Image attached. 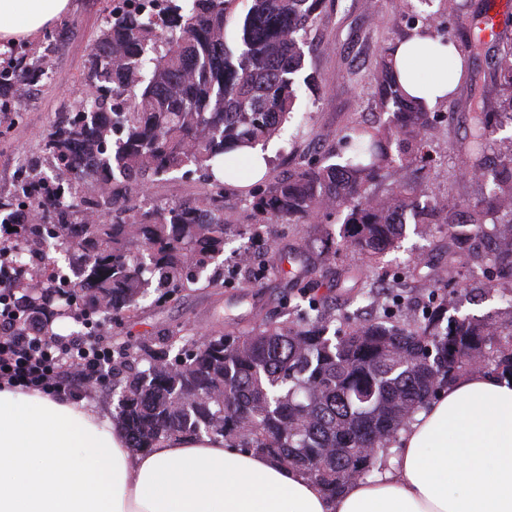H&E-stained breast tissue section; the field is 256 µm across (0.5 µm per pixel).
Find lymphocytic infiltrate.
Here are the masks:
<instances>
[{
  "mask_svg": "<svg viewBox=\"0 0 512 512\" xmlns=\"http://www.w3.org/2000/svg\"><path fill=\"white\" fill-rule=\"evenodd\" d=\"M112 359V341L99 325L77 336H48L21 311L11 290L0 289V383L76 397L92 368Z\"/></svg>",
  "mask_w": 512,
  "mask_h": 512,
  "instance_id": "f902f5d3",
  "label": "lymphocytic infiltrate"
}]
</instances>
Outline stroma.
<instances>
[{"mask_svg": "<svg viewBox=\"0 0 512 512\" xmlns=\"http://www.w3.org/2000/svg\"><path fill=\"white\" fill-rule=\"evenodd\" d=\"M488 0H431L422 13L441 16L454 44L464 40L463 25L482 11ZM106 0H71L69 12L45 33L26 40L29 50L39 49L44 37H52L58 49L46 59L51 71L49 84L37 87L16 112H0V196H9L16 182L17 156H42L43 138L56 112L75 110L84 94L83 63L88 46L101 25ZM396 0H325V8L310 32L305 48L308 69L322 74L326 85L320 94L298 90V111L308 115L306 126L285 124L271 142V163L267 178L304 164L308 159L337 148L351 121L369 117L373 88L367 74L383 38L400 40L406 35L405 22L396 13ZM500 43L489 44L468 61L471 81L460 84L455 94L439 104L442 118L428 132L437 165L426 180L429 198L456 196L476 201L481 184L462 175L464 156L459 147L468 133L467 102L471 95L491 87L490 74ZM269 231L281 255H288L298 239L314 247L326 245L328 237H339L340 224H274ZM421 257L418 267L410 260ZM336 268L356 267L388 277L391 288L399 290L400 305L393 309L399 321L418 319V306L434 288H447L453 301L452 316H492L512 321V287H485L483 279L471 277L458 264L448 261V231L440 225L424 233L407 229L399 248L377 260L346 250L337 253ZM292 281L287 266L252 284L224 288H191L157 302L146 301L135 318L123 322L128 341L168 344L173 332L207 335L220 329L224 317L235 320L234 332L244 336L264 320L281 321L288 316V291Z\"/></svg>", "mask_w": 512, "mask_h": 512, "instance_id": "obj_1", "label": "stroma"}]
</instances>
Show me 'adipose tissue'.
<instances>
[{"instance_id":"1","label":"adipose tissue","mask_w":512,"mask_h":512,"mask_svg":"<svg viewBox=\"0 0 512 512\" xmlns=\"http://www.w3.org/2000/svg\"><path fill=\"white\" fill-rule=\"evenodd\" d=\"M70 0H0V41L31 37ZM404 89L451 96L459 56L416 32L398 42ZM390 470L336 497L220 436L173 437L135 453L93 402L0 387V512H512V379L473 371L399 434Z\"/></svg>"}]
</instances>
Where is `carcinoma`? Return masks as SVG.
I'll use <instances>...</instances> for the list:
<instances>
[{"instance_id": "1", "label": "carcinoma", "mask_w": 512, "mask_h": 512, "mask_svg": "<svg viewBox=\"0 0 512 512\" xmlns=\"http://www.w3.org/2000/svg\"><path fill=\"white\" fill-rule=\"evenodd\" d=\"M149 2L107 12L85 60L90 94L77 111L58 113L45 139L53 170L32 159L21 182L33 192L0 198V215L29 213L16 263L43 257L47 243L80 269L63 282L47 268L26 283L0 281L45 314V332L60 318L100 311L119 325L151 292L167 298L203 275L207 286L222 287L218 257L229 238L271 251L266 224L339 220L336 250L374 259L398 246L410 213L417 224L448 227V262H483L488 279L512 286V139L500 142L496 166L487 153L502 116L512 117L511 44L494 67L496 106L483 94L469 102L465 158L470 179L488 185L479 200L423 207L420 182L387 195L371 190L382 171L427 175L436 165L427 131L438 112L404 93L388 38L368 73L376 116L348 128L344 149L246 195L253 223L233 230L213 169L280 131L295 112L298 82L320 91L323 78L304 73V45L325 0H249L237 23V0H168L155 16L144 11ZM402 15L412 31L438 29L434 14ZM42 69L24 55L0 66V108L21 102ZM192 166L205 172L208 190L167 205L142 200L159 178ZM339 276L354 282L356 297L384 307L370 272L345 268ZM299 281L289 295L293 319L248 336L218 330L203 346L183 336L188 348L172 358L146 343L115 342L112 421L129 447L213 433L303 471L332 498L366 479L378 461L367 449L385 448L448 382L476 369L512 376V323L448 319L443 292L414 325L400 326L385 314L344 312L336 320L310 295L318 283Z\"/></svg>"}]
</instances>
